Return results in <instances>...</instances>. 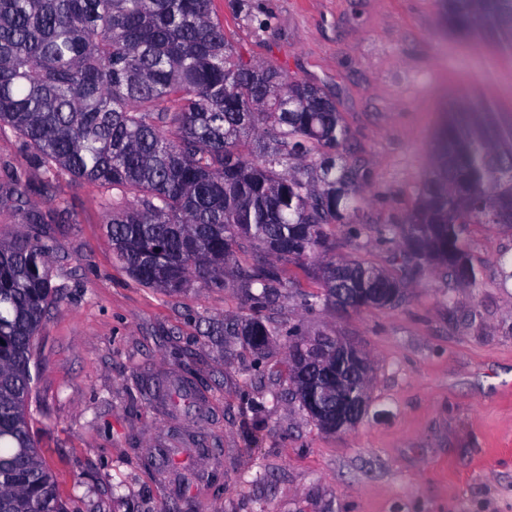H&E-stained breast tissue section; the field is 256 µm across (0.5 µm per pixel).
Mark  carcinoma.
I'll return each mask as SVG.
<instances>
[{
    "instance_id": "cac0c4a2",
    "label": "carcinoma",
    "mask_w": 512,
    "mask_h": 512,
    "mask_svg": "<svg viewBox=\"0 0 512 512\" xmlns=\"http://www.w3.org/2000/svg\"><path fill=\"white\" fill-rule=\"evenodd\" d=\"M213 0H0V131L22 141L41 167L34 186L23 169L0 195L25 226L0 240V512H68L30 431L28 406L36 338L52 305L53 237L35 194L59 179L125 194L106 204L115 259L139 283L170 297L194 280L224 287L241 251L310 262L325 293L306 303L356 302L358 288L405 285L356 261H336L328 228L358 209L367 172L339 152L348 138L336 104L310 83L246 61L224 35ZM448 28L512 52V0H446ZM266 131L255 144L249 135ZM431 171L407 223L380 232L409 249L418 275L432 265L477 281L470 224L512 226V114L471 99L448 110L436 131ZM318 152L316 176L291 161ZM234 275L253 314L224 319L215 336H246L263 351L273 336L262 311L287 287L277 264L256 260ZM168 395L197 407L195 383Z\"/></svg>"
}]
</instances>
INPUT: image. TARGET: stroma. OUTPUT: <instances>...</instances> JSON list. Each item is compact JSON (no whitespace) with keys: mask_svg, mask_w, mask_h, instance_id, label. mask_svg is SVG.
Wrapping results in <instances>:
<instances>
[{"mask_svg":"<svg viewBox=\"0 0 512 512\" xmlns=\"http://www.w3.org/2000/svg\"><path fill=\"white\" fill-rule=\"evenodd\" d=\"M230 0L213 11L235 48L289 79L320 87L350 137L344 147L370 177L349 225L331 233L337 257L405 281L388 306L309 309L321 284L306 262L281 264L287 284L268 321L264 354L241 337L219 344L209 321L246 318L243 288L193 283L177 297L141 285L114 259L104 198L118 191L62 183L65 218L54 238L53 306L37 343L32 426L70 512H512V227L472 224L477 284L428 269L405 280L401 241L380 232L405 223L432 167L436 117L465 96L512 108V55L450 35L440 0ZM326 334L370 361V405L360 423L325 431L294 395L287 331ZM187 376L203 414L137 390ZM254 400L245 407L243 397ZM213 453L200 459L199 444ZM171 451L161 473L143 467Z\"/></svg>","mask_w":512,"mask_h":512,"instance_id":"stroma-1","label":"stroma"}]
</instances>
